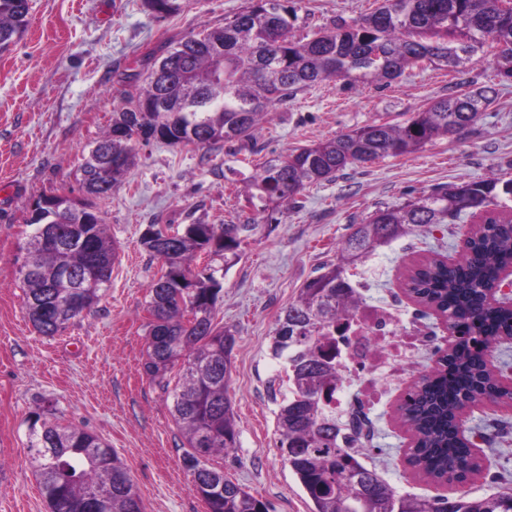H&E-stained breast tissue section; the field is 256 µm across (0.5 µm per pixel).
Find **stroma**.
Wrapping results in <instances>:
<instances>
[{"label": "stroma", "mask_w": 512, "mask_h": 512, "mask_svg": "<svg viewBox=\"0 0 512 512\" xmlns=\"http://www.w3.org/2000/svg\"><path fill=\"white\" fill-rule=\"evenodd\" d=\"M374 0H299L297 33L354 19ZM160 17L142 0H31L19 42L0 52V512H47L28 461L27 419L36 408L86 426L114 448L142 497L145 512H207L181 461L183 437L172 400L142 368L148 288L163 262L140 238L151 224H235L253 216L244 177L253 163L292 147L326 141L372 124H400L435 99L497 83L494 42H485L461 72L406 70L388 85L354 88L326 80L300 93L262 123L257 155L239 143L211 147L136 145L130 174L96 206L120 246L100 301L60 335L32 328L14 259L25 237L23 206L44 193L83 198L76 170L109 129L112 111L143 83L150 58L189 34L223 27L250 0H181ZM497 176L512 178V85L462 138H439L415 153L346 169L336 181L305 188L298 206L271 211L273 230L251 242L225 275L218 324L234 327L228 394L239 444L224 456V474L267 501L273 512H309L311 502L277 446L276 412L288 387L273 358L278 318L303 283L378 207L398 205L433 187ZM473 217L440 224L378 247L358 266L360 292L394 307L401 325L431 337L417 367L384 385L366 411L356 446L368 468L401 494H451L407 462L411 432L398 412L403 394L448 345V329L405 291L419 261L460 257ZM483 468L469 483L478 494L512 488V405L481 402L463 415Z\"/></svg>", "instance_id": "35a3bbf8"}]
</instances>
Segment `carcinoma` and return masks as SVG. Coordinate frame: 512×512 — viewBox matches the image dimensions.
I'll list each match as a JSON object with an SVG mask.
<instances>
[{
	"label": "carcinoma",
	"mask_w": 512,
	"mask_h": 512,
	"mask_svg": "<svg viewBox=\"0 0 512 512\" xmlns=\"http://www.w3.org/2000/svg\"><path fill=\"white\" fill-rule=\"evenodd\" d=\"M295 0H251L224 27L179 40L163 56L165 72L148 69L144 85L112 112L109 131L94 156L79 167L86 198L42 194L26 205L32 232L19 247L15 273L33 328L43 336L66 330L108 288L117 248L93 200L109 196L136 164V143L210 147L255 139L276 106L319 82L388 84L414 66L458 69L487 38L498 46L497 76L512 82V3L509 0H380L352 21L343 17L303 37L293 34ZM156 14L180 10L179 0H144ZM29 0H0V51L26 29ZM202 91L188 99L184 77ZM497 98L493 86L450 94L402 124H368L332 140L293 148L257 165L248 179V202L259 212L286 205L309 185L336 180L350 166L416 152L436 138H460ZM146 101L155 109L142 113ZM512 180L497 177L433 188L400 206L379 207L353 225L336 259L305 281L279 317L272 356L285 361L288 395L276 414L284 462L312 503L311 512H512V493L475 495L464 489L480 471L475 447L459 438L457 420L487 392L512 405V386L500 383L470 337L490 348L512 336V307L486 300L499 270L512 266ZM482 216L462 259L431 257L413 268L406 285L420 305L462 333L461 341L422 376L401 406L412 431L410 465L457 495H400L349 451L361 420L342 433L329 406L336 389V323L364 304L348 272L378 246L434 224ZM54 243L41 246L42 228ZM271 228L243 224H187L166 240L142 236L140 244L164 261L168 278L149 287L150 315L144 371L172 397L171 416L182 433V464L208 512H269L268 504L224 477L214 459L238 445L228 396L235 330L214 322L222 284L201 256L220 258L229 271L245 246ZM178 369L170 385L167 374ZM31 464L48 512H145L116 451L76 424L29 419Z\"/></svg>",
	"instance_id": "1"
}]
</instances>
